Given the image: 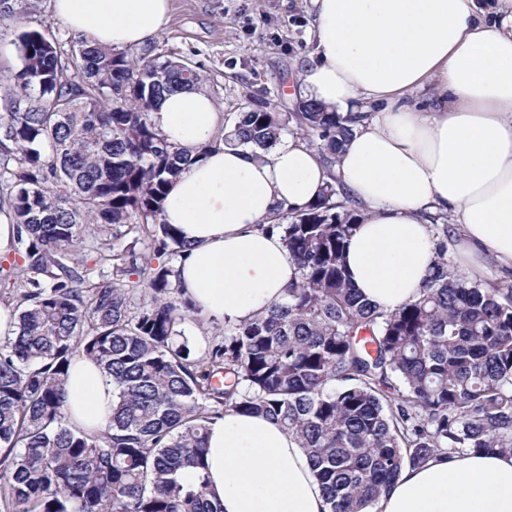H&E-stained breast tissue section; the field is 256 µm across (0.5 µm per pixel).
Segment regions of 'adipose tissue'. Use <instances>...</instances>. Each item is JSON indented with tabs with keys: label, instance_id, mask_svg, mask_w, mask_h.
Wrapping results in <instances>:
<instances>
[{
	"label": "adipose tissue",
	"instance_id": "1",
	"mask_svg": "<svg viewBox=\"0 0 512 512\" xmlns=\"http://www.w3.org/2000/svg\"><path fill=\"white\" fill-rule=\"evenodd\" d=\"M315 49L297 94L351 120L334 167L296 137L270 151L227 146L224 116L199 88L165 95L153 118L194 157L169 185L162 218L186 250L184 295L216 320H248L295 276L277 206L303 208L330 178L361 202L347 271L372 303L416 299L435 259L426 214L452 213L462 261L512 270V0H310ZM75 34L116 50L159 36L170 0H52ZM431 88L434 104L415 103ZM66 410L105 430L112 383L88 358L65 382ZM206 464L224 512H326L304 448L276 422L234 410L212 422ZM372 512H512V456H437L405 467Z\"/></svg>",
	"mask_w": 512,
	"mask_h": 512
}]
</instances>
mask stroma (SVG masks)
<instances>
[{
  "instance_id": "stroma-1",
  "label": "stroma",
  "mask_w": 512,
  "mask_h": 512,
  "mask_svg": "<svg viewBox=\"0 0 512 512\" xmlns=\"http://www.w3.org/2000/svg\"><path fill=\"white\" fill-rule=\"evenodd\" d=\"M163 32L153 41L162 58L198 66L202 88L212 98L225 125L253 107L294 111V95L313 50L309 0H170ZM39 30L70 38L55 18L52 0L0 33V95L20 66L17 34Z\"/></svg>"
}]
</instances>
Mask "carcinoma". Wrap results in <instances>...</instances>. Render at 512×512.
Instances as JSON below:
<instances>
[{
  "instance_id": "obj_1",
  "label": "carcinoma",
  "mask_w": 512,
  "mask_h": 512,
  "mask_svg": "<svg viewBox=\"0 0 512 512\" xmlns=\"http://www.w3.org/2000/svg\"><path fill=\"white\" fill-rule=\"evenodd\" d=\"M34 7L0 0V28ZM17 50L19 93L0 113V213L22 247L0 267V287L17 298L16 332L0 340V512H224L204 457L208 426L228 409L298 439L327 512H369L403 467L437 454H512V286L452 273L448 225L419 297L380 308L346 270L359 208L332 178L316 201L262 225L296 265L284 298L224 322L206 360L193 359L188 341L174 345L177 326L202 315L160 261L184 252L162 211L191 157L152 112L203 75L189 60H160L149 43L118 51L28 30ZM287 134L331 167L351 128L302 101L289 114L240 113L224 144L264 150ZM131 234L153 252L115 251L112 241ZM101 264L112 279L95 278ZM80 355L112 380L103 432L65 408Z\"/></svg>"
}]
</instances>
